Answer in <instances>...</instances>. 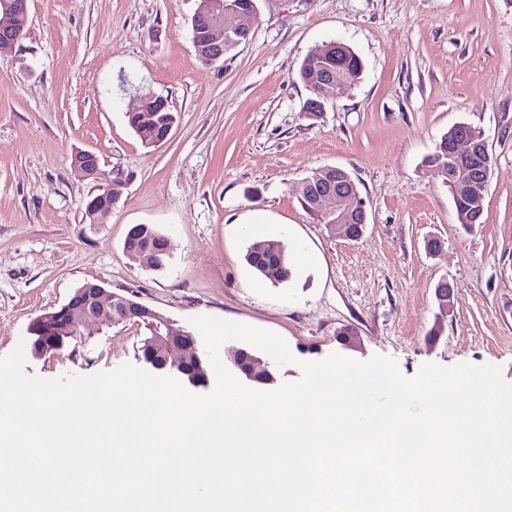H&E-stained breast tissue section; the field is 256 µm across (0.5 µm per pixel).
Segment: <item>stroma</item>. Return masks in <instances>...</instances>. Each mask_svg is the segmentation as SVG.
Listing matches in <instances>:
<instances>
[{"label": "stroma", "instance_id": "1", "mask_svg": "<svg viewBox=\"0 0 512 512\" xmlns=\"http://www.w3.org/2000/svg\"><path fill=\"white\" fill-rule=\"evenodd\" d=\"M197 0H28L21 41L0 55V356L30 323L97 280L187 326L216 316L281 335L303 361L338 353L394 358L404 377L434 362L492 363L512 382V0H257L249 41L203 64L191 35ZM331 41L350 46L362 77L328 89L308 119L297 71ZM167 99L177 121L145 145L126 114ZM458 123L493 158L482 223H459L426 160ZM93 152L100 179L71 167ZM346 169L367 229L336 237L302 208L303 178ZM118 197L105 223L85 218L100 187ZM285 246L290 281L258 275L244 255L249 212ZM153 225L170 242L163 269L123 249ZM438 238L442 250L429 254ZM453 289L440 313L434 289ZM352 328L357 347L339 333ZM60 354L24 349L27 374L87 376L143 366L142 328L85 327Z\"/></svg>", "mask_w": 512, "mask_h": 512}]
</instances>
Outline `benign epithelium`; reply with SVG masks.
Returning <instances> with one entry per match:
<instances>
[{"label":"benign epithelium","mask_w":512,"mask_h":512,"mask_svg":"<svg viewBox=\"0 0 512 512\" xmlns=\"http://www.w3.org/2000/svg\"><path fill=\"white\" fill-rule=\"evenodd\" d=\"M199 18L193 29L194 46L201 51L200 58L212 63L224 57V44L241 45L248 41L251 29L244 23L248 15H256L237 4L236 0H205L196 9ZM27 23V0H0V51L15 45L22 37ZM348 53V46L332 42L307 58L308 71L314 77L317 100L312 110L325 108L323 92L327 88L345 86L342 73L328 64V59H341ZM437 150L447 153L458 161L452 175L460 192L473 203L469 223H476L481 212L477 211L483 198L489 175L487 145L482 135L456 134L449 140L437 144ZM75 171L84 178L99 179L100 170L95 154L82 151L74 155ZM336 177L316 178L300 184L306 191L308 184L315 187L314 208L316 219L336 231V235L347 240L359 239L367 224L364 205L357 201L358 189L351 175L342 168H335ZM116 202L112 190L101 188L87 206L92 223L100 224L112 212ZM125 252L135 261L142 262L146 256L153 263H164L169 256L167 238L145 240L140 225L129 228L124 240ZM280 248L272 243L261 258L265 273L276 279L284 278V270L277 260ZM134 323L146 325L151 332L147 343V359L156 370L174 369L185 376L194 386L208 382L207 364L203 353L197 347L193 334L184 330L163 313L132 297L110 294L96 282H86L57 309L37 316L29 327V333L36 336L33 347L40 355H56L68 342L81 340L80 327L85 325H118ZM235 370L245 380L256 384H268L275 380L270 364L260 362L257 366H245L239 357L230 358Z\"/></svg>","instance_id":"obj_1"}]
</instances>
